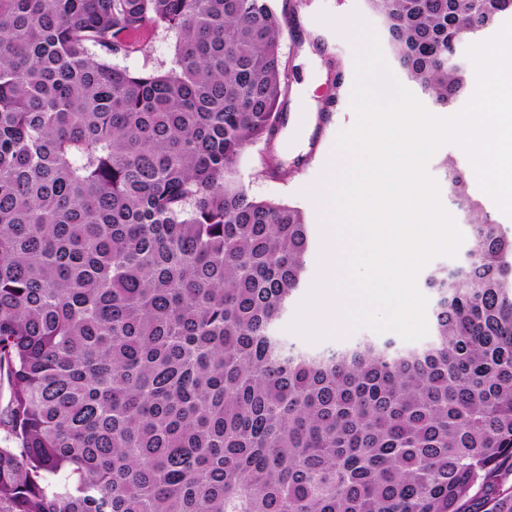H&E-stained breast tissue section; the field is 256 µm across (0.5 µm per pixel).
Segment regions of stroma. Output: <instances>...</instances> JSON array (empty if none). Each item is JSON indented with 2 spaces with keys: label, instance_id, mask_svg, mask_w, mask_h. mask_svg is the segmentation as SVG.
I'll use <instances>...</instances> for the list:
<instances>
[{
  "label": "stroma",
  "instance_id": "1",
  "mask_svg": "<svg viewBox=\"0 0 512 512\" xmlns=\"http://www.w3.org/2000/svg\"><path fill=\"white\" fill-rule=\"evenodd\" d=\"M278 9L291 13L283 31L282 53L288 67V124L272 143H257L239 160L237 175L247 192L263 200L283 201L299 207L313 224L315 248L299 297L310 292L318 273L325 238L319 227L316 203L305 195L326 169L340 132L355 121L352 92L355 81L353 43L347 36L319 21V14L336 18L359 14L377 34H384L382 21L368 8L365 0H274ZM344 75L342 87H334L329 78L331 66ZM275 149L284 164L306 156L300 172L270 178L263 173L267 149Z\"/></svg>",
  "mask_w": 512,
  "mask_h": 512
}]
</instances>
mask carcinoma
<instances>
[{"instance_id":"carcinoma-1","label":"carcinoma","mask_w":512,"mask_h":512,"mask_svg":"<svg viewBox=\"0 0 512 512\" xmlns=\"http://www.w3.org/2000/svg\"><path fill=\"white\" fill-rule=\"evenodd\" d=\"M436 104L512 0H366ZM272 0H0V512H512V234L422 349L274 332L313 241L237 163L287 120ZM176 35L167 69L147 55ZM449 189L467 202L465 175ZM176 36L174 33H160L153 37L148 56L134 55L126 59L114 60L132 70H141L144 67H158L161 62L170 65L175 53Z\"/></svg>"}]
</instances>
